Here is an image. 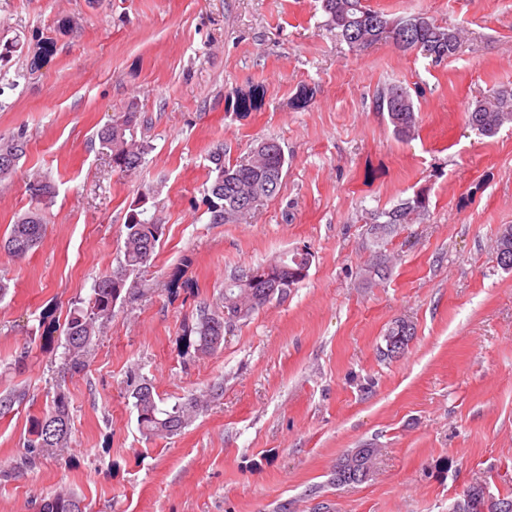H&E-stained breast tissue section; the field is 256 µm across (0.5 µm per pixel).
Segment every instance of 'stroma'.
Returning <instances> with one entry per match:
<instances>
[{"label": "stroma", "mask_w": 512, "mask_h": 512, "mask_svg": "<svg viewBox=\"0 0 512 512\" xmlns=\"http://www.w3.org/2000/svg\"><path fill=\"white\" fill-rule=\"evenodd\" d=\"M394 17L426 14L462 30L439 64L392 44L349 51L321 0H0V138L25 156L0 181V237L30 206L27 183L56 195L42 244L0 253V393L25 399L0 416V512H36L68 490L91 512H449L470 485L512 491V270L496 240L512 225V126L493 137L464 109L512 87V0H365ZM54 44L43 65L35 43ZM399 84L419 115L398 140L375 110ZM263 86L255 112L228 102ZM314 91L296 105L302 88ZM138 112L150 150L113 170L98 131ZM272 138L288 160L278 194L237 224L210 221L209 155L247 157ZM166 232L123 290L89 363L64 360L70 311L123 256L141 189ZM422 192L428 207L377 245L370 213ZM309 275L224 329L200 354L190 332L222 306L230 277L296 249ZM390 274L366 284L377 250ZM415 337L399 358L378 349L391 322ZM165 405L223 389L181 433L142 435L127 384ZM70 402L71 444L23 465L56 393ZM378 448L363 484H333L343 455Z\"/></svg>", "instance_id": "stroma-1"}]
</instances>
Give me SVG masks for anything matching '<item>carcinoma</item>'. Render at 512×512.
<instances>
[{"instance_id":"carcinoma-1","label":"carcinoma","mask_w":512,"mask_h":512,"mask_svg":"<svg viewBox=\"0 0 512 512\" xmlns=\"http://www.w3.org/2000/svg\"><path fill=\"white\" fill-rule=\"evenodd\" d=\"M322 9L328 15L330 25L351 50L364 51L380 43H390L401 51L419 52L437 64L457 55L462 39L460 33L437 24L427 18L424 25L406 32L393 29L387 33L378 30L374 23L388 15L364 4V0H322ZM265 98V90L257 85L246 92H237L233 107L238 112L258 110ZM378 111L387 115L394 134L400 139L414 135L418 116L414 101L408 91L399 85H390L376 96ZM465 122L484 136H493L499 130L512 124V88H493L469 105L464 111ZM138 113L126 112L104 126L98 133L100 146L110 158L112 168L124 175L136 172L142 163L149 145L134 137ZM26 141L18 133L5 140L0 138V179L10 176L25 153ZM210 188L207 191L208 212L214 224L232 223L254 210L263 200L275 196L281 186L279 171L287 162L283 148L263 155L250 154L246 160L227 164L224 152L218 149L210 155ZM252 183L260 195L247 208L237 202L236 188ZM33 207L17 218L11 225L8 236L0 239V249L15 259H23L39 246L45 233L44 209L51 203L55 186L50 179L40 174L28 183ZM151 192L145 189L130 205L127 216L123 260L119 266L97 280L88 309L79 308L70 315L65 331V360L70 368L82 371L87 365L89 344L98 332L99 326L112 318L115 307L113 285H126L130 275L150 264L156 247L164 235L165 224L155 213L148 214ZM428 199L420 194L408 199L390 210L377 212L373 216L371 231L381 240L391 233L392 227L407 224L411 216L426 210ZM312 257L306 249L296 250L283 259L272 262L278 269L279 277L290 279L301 270ZM390 267L385 255L379 253L374 262L365 269L369 280L384 279ZM265 267L259 266L224 283L222 314L200 315L192 332L198 336L197 350L203 354L216 351L209 337L220 335L219 329L250 314L269 303L263 297L266 282ZM138 424L145 436L164 438L184 429L193 418L207 408V401L189 397L167 409L153 385L145 379H133L129 384ZM72 433L71 411L65 396L59 394L52 400L49 413L44 417L35 438L28 440L27 447L38 448L48 453L57 448H66ZM379 452L377 448L367 449L365 455L352 451L337 463L348 471L372 470ZM42 512H87V505L74 493L61 490L40 499ZM456 512H483L476 486L465 489L457 499Z\"/></svg>"}]
</instances>
